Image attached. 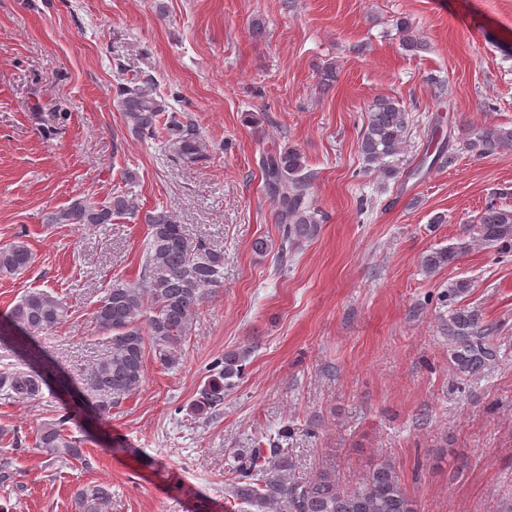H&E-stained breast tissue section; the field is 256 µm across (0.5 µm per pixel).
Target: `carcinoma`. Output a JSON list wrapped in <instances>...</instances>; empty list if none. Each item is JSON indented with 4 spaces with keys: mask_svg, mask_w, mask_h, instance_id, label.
Returning <instances> with one entry per match:
<instances>
[{
    "mask_svg": "<svg viewBox=\"0 0 512 512\" xmlns=\"http://www.w3.org/2000/svg\"><path fill=\"white\" fill-rule=\"evenodd\" d=\"M402 46L410 52L424 49L410 20L396 19ZM122 111L131 132L153 139L159 129L166 131L165 147L173 163L192 167L206 161L199 148L200 129L195 121L180 112L169 111L160 94L144 84L129 80L117 87ZM410 131L409 113L393 99H380L368 110L360 136V153L365 169L384 179L410 180L425 177L437 161L454 160L449 136L435 121L430 143L433 159L423 156L411 169L401 166ZM464 149L477 157L512 150V129L489 126L479 129L464 141ZM265 188L276 204L281 246L278 260L288 255V247L317 237L320 229L316 211L309 199L311 175L305 173V157L291 145L262 151L260 158ZM134 198L116 195L95 203L76 198L47 217L49 224L112 223L121 215L135 216ZM148 240L142 276L134 283L118 281L107 289L96 304L93 318L100 332L109 335V347L87 374L89 389L96 393L97 412L108 418L112 408L138 389L144 379L147 356L167 369L182 361L187 332L208 292L223 286L224 254L198 240L191 241L183 225L170 212L162 210L145 216ZM474 248L492 249L499 254L512 252V209L487 207L477 223L468 224L458 239L422 257L425 272L433 273L455 264ZM33 261L28 244L17 240L0 247V279L25 271ZM471 280L460 278L448 283L441 294V305L448 308L443 318L450 345V363L463 381L479 380L502 358V346L490 340L491 328L484 324L482 312L466 304ZM66 302L45 290L26 292L9 311L8 320L28 340L52 332L68 318ZM250 350L229 351L216 363L215 379L206 384L192 404L196 415L211 418L224 404V391L243 376ZM52 369L42 361L36 370H14L0 375V389L19 399L40 396L42 385ZM72 413L64 412L56 421L44 424L37 434V445L49 455L83 456L68 433ZM231 483L227 491V512L246 506L243 512H418L413 497L401 478L399 467L380 458L354 487L344 486L336 471H320L303 477L297 473L292 453L281 447L246 448L231 453L228 459ZM111 497L110 486L99 484L80 490L74 497L76 512H101Z\"/></svg>",
    "mask_w": 512,
    "mask_h": 512,
    "instance_id": "carcinoma-1",
    "label": "carcinoma"
}]
</instances>
